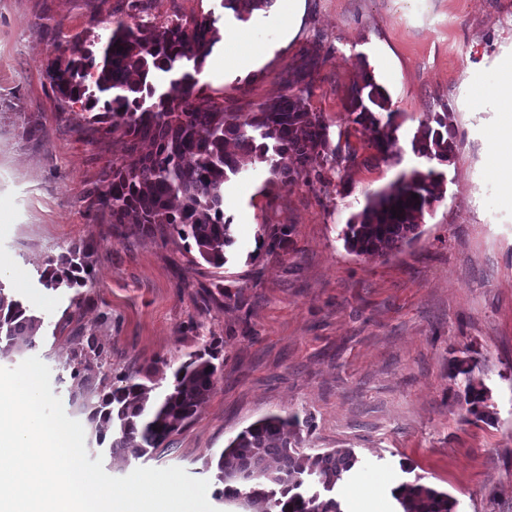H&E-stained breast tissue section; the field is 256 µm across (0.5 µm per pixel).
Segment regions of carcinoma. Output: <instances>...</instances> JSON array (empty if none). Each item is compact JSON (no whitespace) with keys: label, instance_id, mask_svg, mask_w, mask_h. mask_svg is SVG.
Returning <instances> with one entry per match:
<instances>
[{"label":"carcinoma","instance_id":"1","mask_svg":"<svg viewBox=\"0 0 512 512\" xmlns=\"http://www.w3.org/2000/svg\"><path fill=\"white\" fill-rule=\"evenodd\" d=\"M273 2L224 0V8L240 17ZM110 25L95 53L78 37L58 43L47 70L61 102L79 103L86 112L102 105L91 122L127 137L126 154L112 162L104 185L94 191L95 202L114 224L133 216L149 236L192 239L204 262L221 267L225 248L233 243L230 221L224 219V184L256 163L282 182L301 175L321 178L322 169L340 159L329 146L325 118L309 110L304 89L255 112H229L203 95L199 75L217 40L209 16L153 30L122 18ZM347 111L371 133L380 154L396 155L400 113L390 108V98L372 76L351 90ZM412 149L440 166L451 161L457 131L448 104L420 123ZM443 183L444 173L434 167L401 173L367 196L346 224V245L358 255L385 257L412 242L425 212L442 198ZM289 237L288 226L271 227L268 251L287 250ZM91 277L90 252L75 246L47 258L39 282L71 289ZM41 326V318L0 283V355L34 348ZM109 358L111 353L89 338L66 362L67 390L114 461L152 455L192 420L215 388V354L209 349L191 355L162 392L154 382L126 375L109 379L104 370ZM475 367L473 358L449 360V376L463 378L453 399L476 420L491 422L488 389L475 378ZM302 442L296 416L273 414L245 428L214 461L215 478L223 485L216 497L244 512H345L336 489L359 457L351 448L306 453ZM393 496L403 512H456L455 499L425 484L403 483Z\"/></svg>","mask_w":512,"mask_h":512}]
</instances>
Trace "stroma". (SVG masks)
Listing matches in <instances>:
<instances>
[{
	"label": "stroma",
	"instance_id": "35a3bbf8",
	"mask_svg": "<svg viewBox=\"0 0 512 512\" xmlns=\"http://www.w3.org/2000/svg\"><path fill=\"white\" fill-rule=\"evenodd\" d=\"M209 14L221 35L212 58H223L231 30L270 42L260 65L200 74L205 94L250 112L309 88L331 146L356 149L319 181L269 187L257 165L239 175L224 193L234 242L219 268L198 260L192 241L113 225L98 209L92 193L124 140L89 123L81 106L62 110L46 77L57 43L93 40L112 18L161 27ZM282 25L277 4L243 21L223 0H0V282L44 328L35 348L0 366L42 358L73 418L59 378L80 337L111 351L113 375L147 374L163 388L209 345V400L154 457L110 475L179 466L208 480L206 460L239 432L295 414L307 422L306 451H355L352 481L374 480L379 512H399L392 491L406 482L448 492L457 512H512V221L487 203L488 134L499 115L472 103L475 87L512 65V0H421L411 12L399 0H304L294 38L279 44ZM366 71L401 114L398 160L382 159L351 122L349 91ZM445 102L458 150L420 236L385 257L351 252L343 230L367 194L429 167L411 140ZM27 117L37 136L24 135ZM270 224L290 226L287 251L263 246ZM74 244L90 247L94 280L44 288L38 266ZM77 294L84 304L73 312ZM455 357L476 359L494 422L453 400Z\"/></svg>",
	"mask_w": 512,
	"mask_h": 512
}]
</instances>
